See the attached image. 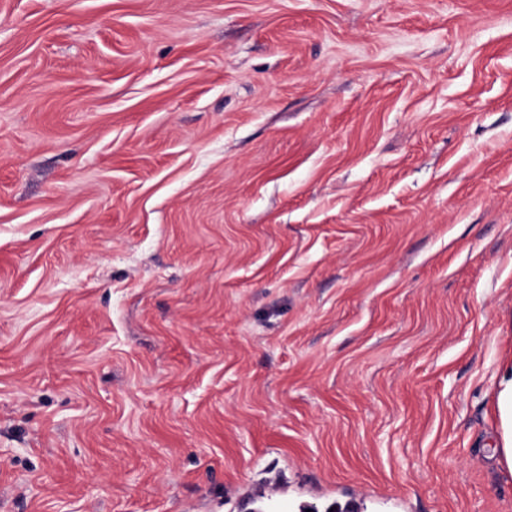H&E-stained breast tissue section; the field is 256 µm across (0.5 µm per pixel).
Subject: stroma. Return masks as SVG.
Returning <instances> with one entry per match:
<instances>
[{
  "mask_svg": "<svg viewBox=\"0 0 512 512\" xmlns=\"http://www.w3.org/2000/svg\"><path fill=\"white\" fill-rule=\"evenodd\" d=\"M512 0H0V512H512ZM498 411L501 423V434L496 450L504 456L509 468L512 469V365L503 370L501 389L498 394Z\"/></svg>",
  "mask_w": 512,
  "mask_h": 512,
  "instance_id": "stroma-1",
  "label": "stroma"
}]
</instances>
